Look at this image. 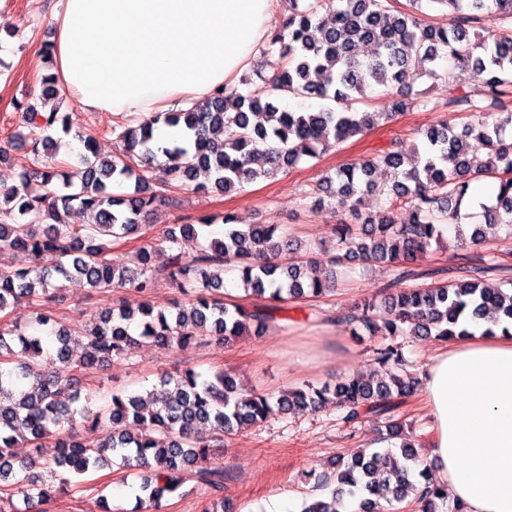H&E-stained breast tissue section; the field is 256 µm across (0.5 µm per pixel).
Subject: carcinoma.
<instances>
[{"mask_svg":"<svg viewBox=\"0 0 512 512\" xmlns=\"http://www.w3.org/2000/svg\"><path fill=\"white\" fill-rule=\"evenodd\" d=\"M290 12L261 53L276 54L283 65L266 78L267 99L237 85H226L204 101L185 109L159 112L154 121L182 129L183 138L170 146L153 147L150 123L126 125L117 136L120 149L100 156L96 139L83 137L85 152L62 166L49 162L56 150L50 131L68 132V115L48 106L59 96L54 76L40 78V96L23 109L16 132L32 157L31 168L8 185L0 181V251L29 256L31 265L0 269V313L22 300L36 302L34 322L52 320L58 298L51 280L77 278L92 289H135L150 295L160 282L195 295L183 305L157 309L144 300L138 309L114 306L81 332V352L71 346L72 332L55 331L56 345L45 349L40 336L26 334L21 317L0 324V482L22 494L27 505H49L59 491L83 483V477L112 464L133 467L141 476L139 504L162 512L166 493L177 491L186 478L208 498L203 512H224V468L212 449L274 417L316 412L328 405L344 411L341 420L355 424L372 416L385 419L387 430L402 437L398 450L361 448L351 458L333 463L336 482L331 500L313 494L300 512H339L343 496L359 498V512H436L435 500L448 498L434 484L427 458L404 435L393 412L414 393L418 379L405 367L400 348L382 344L373 349L372 369L321 386L286 389L279 394L245 386L218 370L204 378L192 368L159 377L147 395L114 392L110 403L96 411L67 380L41 371L51 355L80 371L96 370L127 356L143 344L187 348L206 337L226 343L244 335L261 336L275 320L277 302L320 297L335 291L336 271L320 268L299 256L302 243L290 240L280 224H238L222 216L223 236L209 237L215 216L167 230L169 246L138 249L126 259L112 257V238L138 230L162 190L192 185L204 193H229L257 179H274L304 159H316L347 139L371 130L414 108L464 107L469 120L459 131L446 125L428 129L421 143L394 140L372 155L347 164L322 178L317 190L331 199L337 213H347L360 225H334L336 248L344 257L386 263L395 271L398 287L381 300H370L337 318L352 332L371 336H433L446 341L460 334L466 319L512 322V280L491 284L485 274L495 265L465 268L449 282L404 285L424 273L414 263L432 245L445 243L442 224L455 225L460 246L478 248L501 225L512 228V37L491 43L479 30L492 21L512 20V0H408L410 8L395 10L390 0H288ZM440 5L451 21L427 24L423 5ZM470 67L485 75L486 101L475 102L455 84L445 62ZM448 82V101L404 94L410 76ZM383 90V111L353 108L369 94ZM282 93L313 96L338 104L318 112L280 108ZM50 110H45V107ZM478 140L487 158L470 157V140ZM166 160L156 161V152ZM382 172L387 182L376 181ZM498 183L494 204L482 205L485 223L464 231L461 205L472 183ZM134 182V192H113L116 185ZM376 195L377 210L362 212L364 198ZM412 219L400 224L398 208ZM78 209L86 224L66 217ZM204 238L195 253L178 248L180 237ZM233 273L246 294L267 301L248 309L218 298L224 276ZM102 434L85 441L76 433L77 419ZM49 439L55 453L48 459L17 457L21 444L40 452ZM419 470L424 486L408 480Z\"/></svg>","mask_w":512,"mask_h":512,"instance_id":"cac0c4a2","label":"carcinoma"}]
</instances>
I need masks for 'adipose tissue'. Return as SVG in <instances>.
<instances>
[{"mask_svg":"<svg viewBox=\"0 0 512 512\" xmlns=\"http://www.w3.org/2000/svg\"><path fill=\"white\" fill-rule=\"evenodd\" d=\"M272 0H64L51 69L84 110L150 119L233 83L272 34ZM437 484L466 512H512V329L441 345L421 376Z\"/></svg>","mask_w":512,"mask_h":512,"instance_id":"obj_1","label":"adipose tissue"}]
</instances>
